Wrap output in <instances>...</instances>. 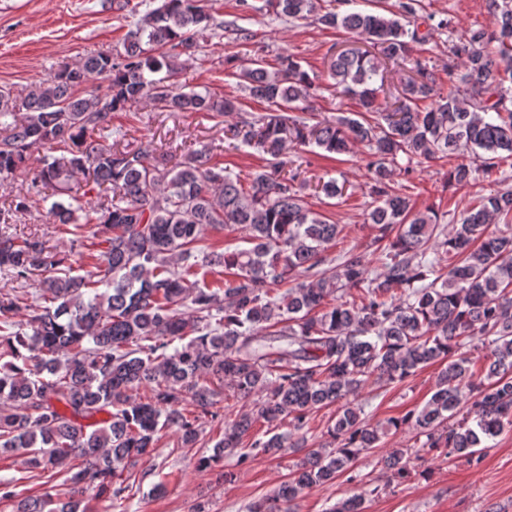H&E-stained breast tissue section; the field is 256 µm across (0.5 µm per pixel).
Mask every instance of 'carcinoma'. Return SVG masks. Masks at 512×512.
<instances>
[{"instance_id":"obj_1","label":"carcinoma","mask_w":512,"mask_h":512,"mask_svg":"<svg viewBox=\"0 0 512 512\" xmlns=\"http://www.w3.org/2000/svg\"><path fill=\"white\" fill-rule=\"evenodd\" d=\"M278 18L316 15L371 43L331 56L328 76L357 110L314 119L315 78L293 56L241 68L250 98L266 112L229 127L274 158L286 147L344 155L356 146L372 160L367 221L377 234L339 258L325 256L342 231L302 195L303 163H274L244 181L211 163L204 146L180 158L153 140L105 146L92 133L112 114L147 99L171 112L242 110L235 98L184 92L175 77L183 55L199 50L213 26L201 0H163L127 33L123 51L87 53L21 90L0 86V181L43 150L28 187L0 208V455H19L52 479L66 475V497H23L14 512H97L129 489L126 476L172 431L183 448L201 441L199 417L221 398L247 402L224 427L201 470L235 457H279L291 432L338 405L328 443L307 452L273 494L248 512H290L305 491L332 483L382 438L409 432L377 465L401 484L427 470L431 452L475 461L479 448L512 428V189L466 208L447 230L391 183L402 155L419 163L466 153L448 182L469 185L512 157V0H486L490 25L458 38L448 54L451 88L437 92L430 61L414 56L452 18L423 15L421 0L377 12H341L317 0H266ZM411 65L415 76L379 99L386 74ZM103 78L107 94L82 87ZM82 174L88 195H67ZM104 186L112 195L100 193ZM53 189L45 223L89 230L90 269L73 273L40 236L10 231L9 220ZM495 220L504 227L488 231ZM240 227L248 246L202 245L205 230ZM282 284L288 288L280 293ZM34 289L31 298L19 289ZM180 345H175V342ZM487 349L481 372L470 351ZM438 364L420 408L375 424L357 398L369 380L400 383ZM149 395L141 397V389ZM291 432H281L283 422ZM266 425L262 433L256 424ZM79 464H74V461ZM361 490L329 512H365Z\"/></svg>"}]
</instances>
